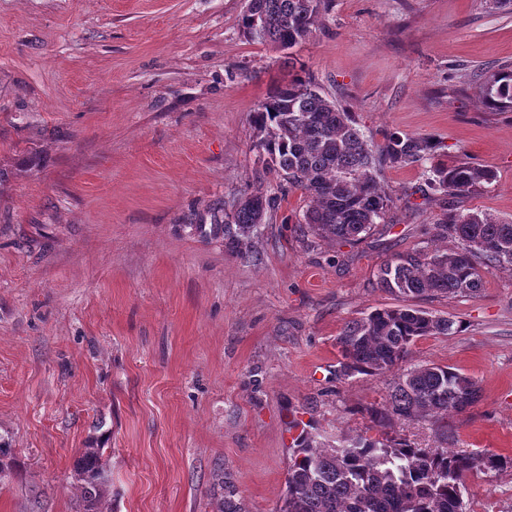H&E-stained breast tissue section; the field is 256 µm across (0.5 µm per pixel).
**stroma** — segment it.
<instances>
[{"instance_id": "35a3bbf8", "label": "stroma", "mask_w": 512, "mask_h": 512, "mask_svg": "<svg viewBox=\"0 0 512 512\" xmlns=\"http://www.w3.org/2000/svg\"><path fill=\"white\" fill-rule=\"evenodd\" d=\"M244 0H0V512H76L98 448L110 512H278L292 420L319 440L371 428L404 368L452 367L479 399L450 449L512 458V270L475 297L416 300L454 320L403 366L337 380L345 323L399 305L377 270L448 209L512 220V112L474 72L512 68V11L489 0H332L294 50L374 143L430 137L492 187L421 197L424 167L384 169L394 205L350 246L304 237L282 196L246 248L214 219L256 163L251 114L294 68L246 40ZM463 512H512V468L464 478Z\"/></svg>"}]
</instances>
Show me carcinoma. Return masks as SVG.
<instances>
[{
	"label": "carcinoma",
	"instance_id": "cac0c4a2",
	"mask_svg": "<svg viewBox=\"0 0 512 512\" xmlns=\"http://www.w3.org/2000/svg\"><path fill=\"white\" fill-rule=\"evenodd\" d=\"M330 0H246L241 17L244 37L287 53L308 40ZM485 105L512 110V70L478 75ZM260 135L259 162L279 179L278 188H298L309 198L302 231L324 241L354 245L372 226L386 222L393 199L381 189L385 167H406L433 159L436 144L419 135L389 134L372 146L352 113L325 95L308 76L275 88L252 112ZM427 187L445 196H462L496 180L494 171L468 161L432 166ZM277 196L245 188L235 209L224 215L225 244H247L265 223ZM433 241L397 253L381 264L377 281L405 305L376 308L344 327L336 379L357 373H383L401 364L410 345L426 336H448L455 321L410 304L442 295L476 296L483 288L481 268L512 267V221H494L479 212L452 210L434 227ZM455 242L450 251L438 242ZM478 396L476 381L447 365L407 369L386 404L369 410L376 425L432 416L442 422L460 414ZM287 493L279 512H462L464 476L477 469L512 468V458L490 453L422 448L406 439L376 438L362 432L325 445L307 428L293 439ZM81 512H110L103 503L111 475L102 449L85 448L76 462Z\"/></svg>",
	"mask_w": 512,
	"mask_h": 512
}]
</instances>
